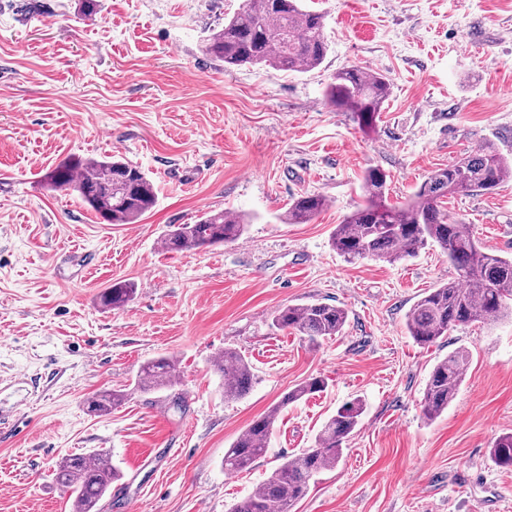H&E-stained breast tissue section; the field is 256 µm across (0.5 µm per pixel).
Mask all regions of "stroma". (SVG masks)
<instances>
[{
	"instance_id": "1",
	"label": "stroma",
	"mask_w": 512,
	"mask_h": 512,
	"mask_svg": "<svg viewBox=\"0 0 512 512\" xmlns=\"http://www.w3.org/2000/svg\"><path fill=\"white\" fill-rule=\"evenodd\" d=\"M241 2L99 0L87 17L81 0H0V512H70L54 469L95 452L122 474L104 512H228L356 399L357 430L293 512H512V467L490 457L512 432V318L420 346L405 318L453 279L440 249L351 264L331 246L368 168L390 174L388 199L402 203L481 143L512 154V0H304L325 14L329 51L301 73L228 70L205 53ZM349 65L392 80L374 129L326 98ZM106 155L155 185L137 223H102L43 181L68 157ZM303 193L325 209L283 223ZM444 207L512 255V183ZM220 210L247 217L239 241L161 249L171 225ZM122 280L134 300L102 309ZM315 301L347 311L342 333L314 344L272 326L274 311ZM227 349L254 373L235 400L212 368ZM459 349L466 378L427 420L429 374ZM160 356L176 359V386L135 390ZM316 376L327 387L281 410L251 470L225 472L238 435ZM112 389L124 402L88 413L86 399Z\"/></svg>"
}]
</instances>
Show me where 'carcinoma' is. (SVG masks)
<instances>
[{
    "label": "carcinoma",
    "mask_w": 512,
    "mask_h": 512,
    "mask_svg": "<svg viewBox=\"0 0 512 512\" xmlns=\"http://www.w3.org/2000/svg\"><path fill=\"white\" fill-rule=\"evenodd\" d=\"M206 52L231 68L265 65L285 72H307L320 66L328 52L325 15L300 0H243L239 10L224 20L207 39ZM391 95V81L360 66L336 72L328 84V102L350 112L359 127L372 129ZM390 176L379 167L363 177L365 203L336 225L333 249L349 263L374 259L390 264L415 256L431 245L438 247L453 266L456 277L432 288L411 307L405 327L418 345H431L458 326L488 324L512 315V257H504L476 239L470 226L452 220L443 199L460 192L485 193L512 181V158L493 144L484 143L463 160L432 172L409 201L387 200ZM50 187L71 189L109 224H134L156 204V191L148 175L136 164L112 155L102 158L70 157L44 174ZM326 206L315 193L292 199L284 214L288 224H307ZM244 215L231 211L208 212L194 224H180L165 237L173 251L198 250L238 240L245 231ZM135 295L134 284L118 281L99 296L105 309L117 310ZM348 314L342 307L322 302L288 305L275 311L272 324L292 330L311 341L339 335ZM223 379L224 398L237 399L249 390L252 367L238 351L226 349L212 363ZM469 367V355L454 351L433 367L422 397L429 420L448 410ZM175 362L160 357L140 366L135 387L143 393L176 386ZM325 380L310 378L284 394L267 414L254 421L224 452V470L241 472L267 451V441L279 412L305 396L320 392ZM125 399L121 391H102L88 400L97 415L111 413ZM364 412L360 401L346 403L321 427L316 447L307 448L275 468L259 488L236 502L230 512H292L308 493L315 476L336 466L342 444L353 433ZM492 461L512 467V432L493 443ZM96 465H88V459ZM70 456L56 465L55 478L70 491L72 512H103L102 501L121 477L109 455Z\"/></svg>",
    "instance_id": "carcinoma-1"
}]
</instances>
